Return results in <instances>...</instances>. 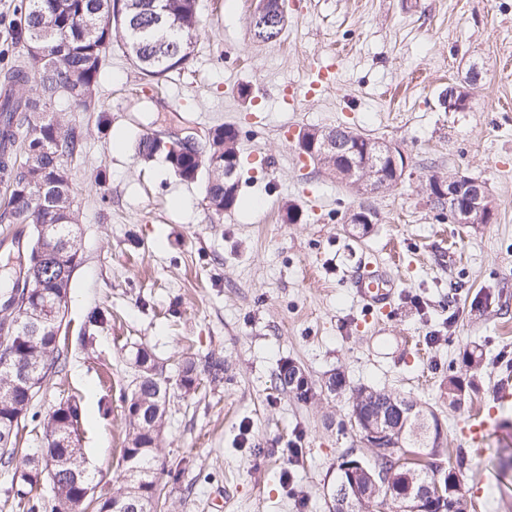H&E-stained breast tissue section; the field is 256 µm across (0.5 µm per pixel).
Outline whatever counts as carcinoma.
<instances>
[{"mask_svg": "<svg viewBox=\"0 0 512 512\" xmlns=\"http://www.w3.org/2000/svg\"><path fill=\"white\" fill-rule=\"evenodd\" d=\"M113 0H25L19 6L12 26L14 43L24 54L7 70L6 79L14 86H29L30 95L8 94L0 100V182L8 190L0 211V222L21 224L34 245H43L53 255L52 269L31 277V288L20 286L30 263L19 267L8 299L0 305V337H12L16 358L25 365L41 366L29 391L14 387L15 366L0 365V438L10 436L8 447L0 446V465L10 466L19 457L16 436L50 373L61 368L58 336L43 326L26 328L14 325L18 314L9 310L48 304L65 309L71 277L80 264L79 249L72 245L77 232L75 193L70 184L65 159L81 152L82 131L65 126L55 118V108L65 102L80 112L98 111V88L107 50L113 34H120L131 61L145 79L159 81L172 72L187 68L194 52V37L202 24L197 0H167L163 19L155 16L153 0H125L120 5V21H112ZM43 38L45 54L29 53L33 38ZM156 133L146 131L136 140L138 155L148 161L162 157L175 176L184 181L198 180L202 172L212 174L205 199L212 213L221 216L224 207L240 204L238 194L224 197L221 167H211L214 158L224 159V145L234 140L224 136V126L213 128L211 138L200 148L172 155L154 145ZM133 365L137 377L130 394L124 397L127 434L122 448L124 474L119 487L99 503V512H129L131 503L140 500L139 512H157L160 499L157 479L159 438L170 405V383L153 354L142 347L136 350ZM212 379L223 378L224 361L207 356L200 363L185 362L179 386L184 393L195 392L199 371ZM472 385L458 376L448 377L441 396L448 407L459 406ZM353 407L361 419L383 414L396 448L374 454L371 469L358 476L360 497L352 512H387L401 507L388 495V475L409 472L415 485L440 483L442 495L435 498L432 512H468L470 504L459 491L457 465L438 468L430 461L438 442L427 444L421 438L423 423L418 414L423 408L398 394L374 387H360L353 394ZM81 412L76 402L59 404L44 424L47 447L40 461L22 456L27 473L18 480L14 500L18 512H79L81 485L91 482L79 446ZM54 466V495L50 499L30 495V489L47 469Z\"/></svg>", "mask_w": 512, "mask_h": 512, "instance_id": "carcinoma-1", "label": "carcinoma"}]
</instances>
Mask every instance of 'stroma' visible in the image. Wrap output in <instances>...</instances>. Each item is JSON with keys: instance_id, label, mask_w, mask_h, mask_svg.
<instances>
[{"instance_id": "obj_1", "label": "stroma", "mask_w": 512, "mask_h": 512, "mask_svg": "<svg viewBox=\"0 0 512 512\" xmlns=\"http://www.w3.org/2000/svg\"><path fill=\"white\" fill-rule=\"evenodd\" d=\"M256 5L199 0L192 61L156 85L113 39L99 112H61L85 133L66 162L81 261L60 336L66 368L34 400L21 447H45L48 414L75 398L87 469L97 494L111 495L124 470L130 355L146 346L174 383L159 452L170 512H329L342 455L372 456L348 422L363 386L434 409L436 461L465 457L472 512H512V406L496 407L482 446L460 433L512 384V0H286L271 43L252 31ZM314 64L335 74L311 93ZM472 67L481 79L468 109L445 111L441 94ZM220 124L239 131L241 203L215 223L208 175L183 182L163 161H141L133 135L202 141ZM338 125L399 144L408 175L361 194L299 154L303 130ZM458 173L487 184L493 223L457 224L434 204L430 176ZM361 208L377 216L364 232L347 222ZM368 265L395 279L387 310L368 311L353 287ZM95 309L111 319L92 330ZM207 355L223 360V379L201 374L182 395V360ZM287 361L317 388L311 401L283 390ZM337 372L345 390L323 392ZM451 374L476 385L456 410L441 398Z\"/></svg>"}]
</instances>
